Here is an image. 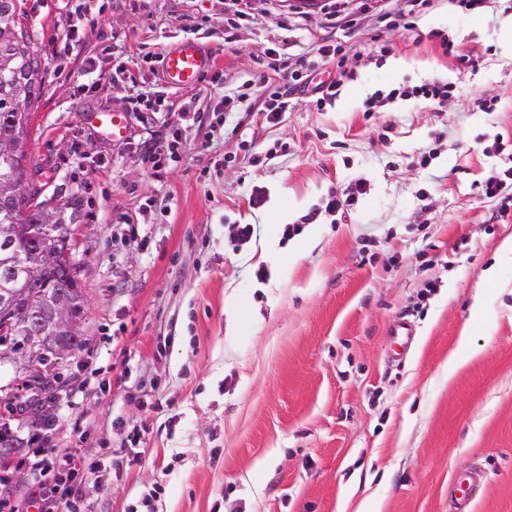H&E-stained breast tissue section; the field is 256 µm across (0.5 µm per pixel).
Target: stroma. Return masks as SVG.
Returning <instances> with one entry per match:
<instances>
[{"label": "stroma", "mask_w": 512, "mask_h": 512, "mask_svg": "<svg viewBox=\"0 0 512 512\" xmlns=\"http://www.w3.org/2000/svg\"><path fill=\"white\" fill-rule=\"evenodd\" d=\"M101 2L127 50L165 52L190 20L214 65L191 90L154 61L118 79L97 39L64 52L62 0H19L48 67L27 149L45 200L79 203L84 344L55 370L60 389L87 376L101 389L60 408L50 443L101 460L90 512H130L156 487L153 512H357L367 498L378 512H450L451 475L474 468L488 481L472 512H512V251L500 249L512 219L479 193L512 163V0L415 14L406 0H347L354 27L328 30L326 8L258 0L229 32L225 0ZM325 39L343 61L318 80L350 75L336 100L296 93L278 121L257 116L269 56L292 66ZM88 57L93 88L69 72ZM434 80L453 92L447 109L384 98ZM138 96L162 111L132 113ZM184 103L197 122L176 113ZM87 112L125 113L126 138ZM171 135L179 158L154 172L135 143ZM333 192L351 193L343 212L326 211ZM290 224L301 231L288 238Z\"/></svg>", "instance_id": "1"}]
</instances>
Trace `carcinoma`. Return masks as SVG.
Segmentation results:
<instances>
[{
    "mask_svg": "<svg viewBox=\"0 0 512 512\" xmlns=\"http://www.w3.org/2000/svg\"><path fill=\"white\" fill-rule=\"evenodd\" d=\"M18 0H0V58L13 59V70L0 74V141L15 144V155L6 159L0 157V182L13 181L23 188V193L0 199V224H37L40 213L33 200L42 195L37 176L39 164L27 156L26 144L29 136V118L32 104L39 99L46 68L33 47L30 32L19 19ZM28 90L29 97L24 105L15 98L17 88ZM42 241L26 238L16 242L11 249L12 263H0V286L12 282L16 288L24 286V281L15 279L20 261L28 260L41 249ZM79 263L68 256L66 266L49 271L43 281L34 287L40 294L42 308V344L44 352L56 355L79 349L83 340L79 336H63L53 328L48 300L65 293L70 295L77 307L84 306V294L78 287L76 274ZM23 385L32 389L45 390L54 387V377L42 373L24 374ZM22 447L14 435L0 426V458L14 454Z\"/></svg>",
    "mask_w": 512,
    "mask_h": 512,
    "instance_id": "obj_1",
    "label": "carcinoma"
}]
</instances>
